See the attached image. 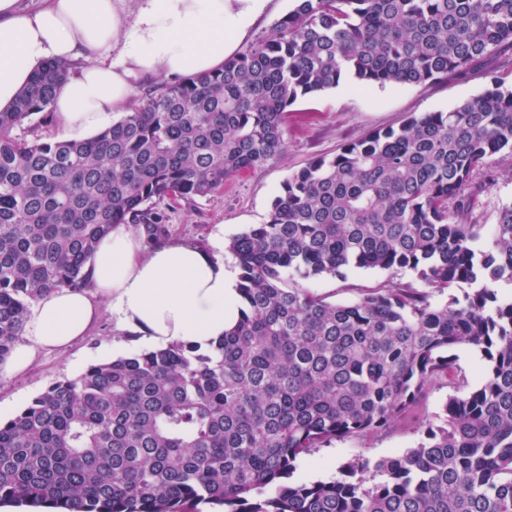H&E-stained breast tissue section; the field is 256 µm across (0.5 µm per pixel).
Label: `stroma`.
Returning <instances> with one entry per match:
<instances>
[{
	"label": "stroma",
	"instance_id": "stroma-1",
	"mask_svg": "<svg viewBox=\"0 0 512 512\" xmlns=\"http://www.w3.org/2000/svg\"><path fill=\"white\" fill-rule=\"evenodd\" d=\"M495 69L506 86H512V49L477 64L469 72L432 86L399 85L359 88L349 82L322 94L299 99L288 114L284 153L253 170L231 177L219 192L192 200H163L168 236L196 244L234 267L227 252L228 239L250 225L263 223L271 201L290 174L319 155H333L346 142L386 127H398L412 115L446 112L479 94L483 73ZM495 181L479 196L485 230H492L502 204L512 201V156L494 163ZM302 288L332 303L353 302L390 281L415 282L410 270L393 273L381 269L350 268L346 278L330 275H295ZM127 331L119 328L111 309H104L87 336L70 347L37 353L30 367L10 371L0 364V419L15 416L52 383L82 373L89 364L126 356L139 348ZM449 394L447 384L434 383L411 414L394 421L384 432L370 437H348L320 448L298 463L293 475L299 482L327 481L338 477L339 468L354 459L372 462L399 455L417 446L424 420L440 413Z\"/></svg>",
	"mask_w": 512,
	"mask_h": 512
}]
</instances>
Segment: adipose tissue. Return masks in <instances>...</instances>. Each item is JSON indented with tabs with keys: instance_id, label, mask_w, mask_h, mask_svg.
I'll use <instances>...</instances> for the list:
<instances>
[{
	"instance_id": "1",
	"label": "adipose tissue",
	"mask_w": 512,
	"mask_h": 512,
	"mask_svg": "<svg viewBox=\"0 0 512 512\" xmlns=\"http://www.w3.org/2000/svg\"><path fill=\"white\" fill-rule=\"evenodd\" d=\"M272 0H45L24 11L0 0V112L13 108L46 62L88 59L56 92L53 109L66 133L80 138L111 123L144 76L175 78L220 68L238 51ZM113 47L106 60L102 52ZM87 288L56 290L30 309L24 343L11 371L37 352L72 345L111 306L119 324L148 346L179 341L208 347L241 316L237 280L223 261L172 240L143 248L138 233L118 226L89 261Z\"/></svg>"
}]
</instances>
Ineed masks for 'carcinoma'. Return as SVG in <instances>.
<instances>
[{"mask_svg": "<svg viewBox=\"0 0 512 512\" xmlns=\"http://www.w3.org/2000/svg\"><path fill=\"white\" fill-rule=\"evenodd\" d=\"M512 46V0H295L272 38L214 72L163 83L80 141L12 130L50 111L70 65L36 72L0 112V363L31 304L85 288L99 241L155 208L224 188L282 152L290 107L350 81L426 85ZM412 115L292 173L268 218L232 236L244 308L207 349L171 343L89 365L0 422V504L54 512H512V203L480 247L476 198L512 155V87ZM409 269L330 303L289 273ZM463 291L458 297L456 291ZM444 297L441 305L434 295ZM488 362L470 386L449 351ZM454 394L401 456L292 482L303 458L379 433L426 386Z\"/></svg>", "mask_w": 512, "mask_h": 512, "instance_id": "1", "label": "carcinoma"}]
</instances>
